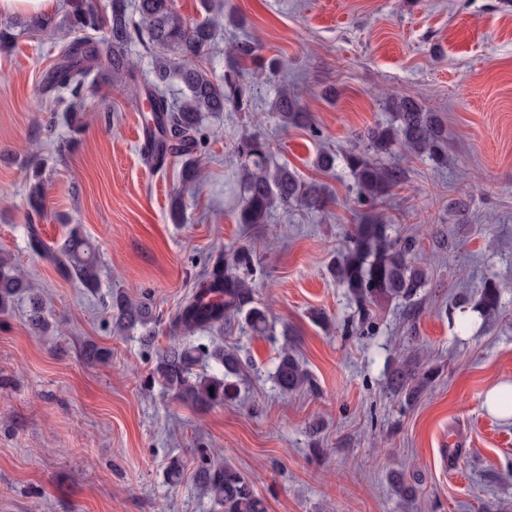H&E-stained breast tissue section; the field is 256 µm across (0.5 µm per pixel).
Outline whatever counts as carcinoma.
<instances>
[{
    "mask_svg": "<svg viewBox=\"0 0 512 512\" xmlns=\"http://www.w3.org/2000/svg\"><path fill=\"white\" fill-rule=\"evenodd\" d=\"M64 23L70 40L61 51L62 62L46 77L45 91L66 92L70 96L67 123L78 132L84 124V86L89 71L98 62L112 73L136 80L127 47L138 43L154 56L150 80L137 85V98L147 105L146 128L151 135L147 160L161 163L174 154L183 167V182L196 187L200 176L197 154L205 137L204 120L224 111L246 112L251 106L250 89L237 80H215L206 66L215 20L186 21L176 11L174 0H111L110 12H98L94 0H67ZM103 33L96 39L91 33ZM178 88L179 97L167 91ZM393 119L385 127L373 129L367 144L350 145L343 161L350 170L360 197L375 203L387 197L405 177L399 167L379 163L369 153L386 155L396 145L429 160H444V128L436 115L418 103L400 98L392 101ZM272 111L280 124L309 127L311 119L296 95L283 91ZM240 159L243 203L241 224H265L271 211L303 206L311 212L327 208L331 193L320 182H305L286 164H276L264 143L244 138L237 146ZM30 245L52 262L63 264L70 274L88 289L99 288L98 252L77 226L68 228L59 251L48 248L38 227L26 225ZM253 257L246 248L232 254L236 270L251 268ZM332 276L347 289L363 318L375 307L390 303L405 305L410 316L419 313L421 292L430 282L428 269L411 257V245L397 244L388 235V225L380 217H368L355 225L346 250L331 264ZM28 291L30 322L45 326L42 300L33 294L21 269L0 259V311L8 308L19 294ZM501 288L487 279L473 306H461V313H476L486 321L499 310ZM113 317L120 331L147 326L153 320L149 305L134 302L121 294L112 296ZM246 327L256 336H270L272 326L265 310L253 305L249 282L220 266L201 279L197 290L172 322V342L158 352L152 377L173 396L197 408H210L236 399L237 380L245 363L232 350L194 344L199 332L216 326ZM206 369L198 372L195 367ZM439 368L406 365L392 372L390 391L404 402L415 401L438 376ZM276 386L283 392L311 387L309 372L303 368L288 344L278 352L274 371ZM195 479L212 494L217 512H268L265 499L232 465H216L202 457Z\"/></svg>",
    "mask_w": 512,
    "mask_h": 512,
    "instance_id": "carcinoma-1",
    "label": "carcinoma"
}]
</instances>
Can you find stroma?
I'll return each mask as SVG.
<instances>
[{"mask_svg":"<svg viewBox=\"0 0 512 512\" xmlns=\"http://www.w3.org/2000/svg\"><path fill=\"white\" fill-rule=\"evenodd\" d=\"M215 2L238 19L215 30L207 63L216 80L225 52L245 41L287 69L267 75L241 60L253 107L208 120L196 190H183L179 163H145L144 114L123 81L89 76L86 124L74 133L61 120L65 102L42 92L62 38L17 26L12 48L0 50V255L27 274L48 324L32 328L25 295L0 314V512H215L193 477L203 454L240 470L269 512H512V418L484 405L492 387L512 382V0ZM284 88L300 97L311 128L279 126L271 105ZM397 97L442 119L448 161L396 150L388 160L406 178L369 204L342 154L353 135L390 122ZM246 135L301 179L326 184L328 209L238 223L236 146ZM325 151L337 157L329 171L316 165ZM373 211L392 239L415 238L431 282L414 322L391 304L363 334L328 264ZM32 219L48 247L69 225L94 242L97 291L32 252ZM242 246L254 255L255 306L275 329L290 328L314 388H277L271 337L216 328L199 342L238 351L248 367L238 401L197 409L152 380L156 353L198 281ZM488 278L502 289L500 316L461 324L456 298ZM119 291L150 303L154 345L115 332ZM314 310L328 327L311 321ZM90 345L100 359L85 358ZM407 360L440 369L411 406L387 382ZM173 460L183 466L176 482ZM395 472L415 485L411 499L391 486Z\"/></svg>","mask_w":512,"mask_h":512,"instance_id":"stroma-1","label":"stroma"}]
</instances>
